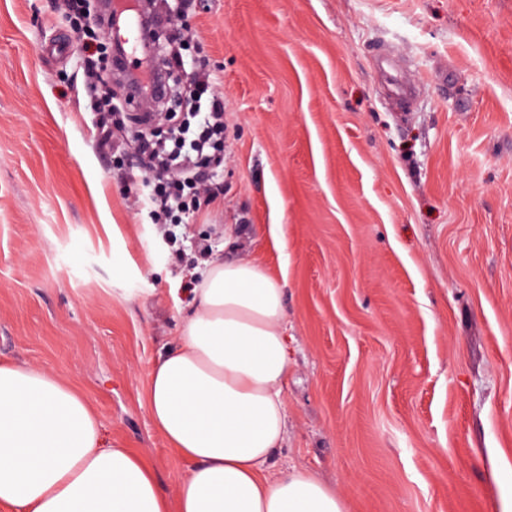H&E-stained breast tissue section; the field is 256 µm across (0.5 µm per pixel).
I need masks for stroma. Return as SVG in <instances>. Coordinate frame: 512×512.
I'll list each match as a JSON object with an SVG mask.
<instances>
[{
  "mask_svg": "<svg viewBox=\"0 0 512 512\" xmlns=\"http://www.w3.org/2000/svg\"><path fill=\"white\" fill-rule=\"evenodd\" d=\"M185 20L222 80L224 193L165 234L135 193L138 135L167 122L125 104L100 151L66 13L0 0V359L74 381L174 497L189 464L147 373L195 268L248 261L285 282L280 469L346 512H512V0H190Z\"/></svg>",
  "mask_w": 512,
  "mask_h": 512,
  "instance_id": "1",
  "label": "stroma"
}]
</instances>
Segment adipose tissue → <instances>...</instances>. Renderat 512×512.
<instances>
[{
    "label": "adipose tissue",
    "mask_w": 512,
    "mask_h": 512,
    "mask_svg": "<svg viewBox=\"0 0 512 512\" xmlns=\"http://www.w3.org/2000/svg\"><path fill=\"white\" fill-rule=\"evenodd\" d=\"M284 285L214 258L191 290L178 344L148 371L144 401L190 464L174 501L153 466L107 445L88 397L42 365L0 362V506L12 512H345L317 477L275 473L287 426Z\"/></svg>",
    "instance_id": "obj_1"
}]
</instances>
